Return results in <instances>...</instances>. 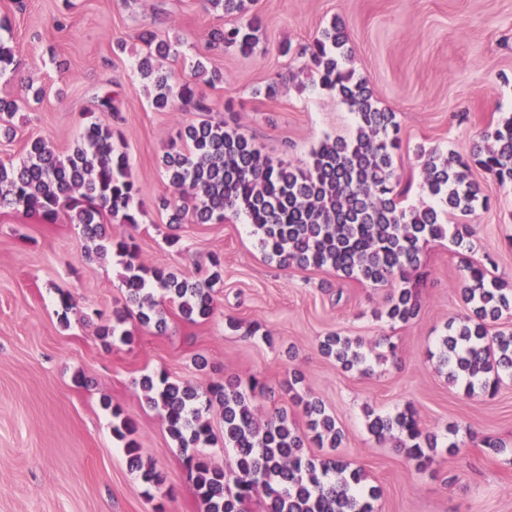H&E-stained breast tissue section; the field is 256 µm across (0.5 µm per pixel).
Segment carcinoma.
Returning <instances> with one entry per match:
<instances>
[{
    "mask_svg": "<svg viewBox=\"0 0 512 512\" xmlns=\"http://www.w3.org/2000/svg\"><path fill=\"white\" fill-rule=\"evenodd\" d=\"M252 0H207L215 11L236 14L245 22L215 29L212 46L234 48L251 55L259 44L262 21L250 14ZM141 39L149 47L139 61L140 73L153 87L157 110L195 112L198 119L182 127L161 159L173 198L162 207L174 208L176 224L191 216L195 224L245 216L264 254L282 267H331L342 277L373 286L397 284L386 298L384 315L392 324L416 318L420 305L411 275L421 268V245L448 239L457 248L472 234L469 224L453 226L442 221L448 212L470 214L488 206L490 191L470 179L471 165L483 169L498 186L512 183V117L483 135L471 159L459 154L422 153V187L430 202L401 206L408 189L395 173L394 156L401 148L397 113L379 106L367 79L348 67L351 51L344 26L333 22L296 54L310 59L322 88L334 93L356 117V134L349 140L326 137L311 152L306 167L275 163L254 141L226 118L211 116L212 109L195 85L179 82L169 72L153 68L151 58L166 57L173 44L145 30ZM17 66L14 49L0 39V78ZM102 117L90 123L73 149L58 155L43 139L30 143L17 163L0 161V209L10 208L38 216L45 224L63 214L80 224L97 255L116 252L126 257L124 283L130 301L137 304L142 325L165 326L163 311L152 293L157 285L178 303L183 318H209L214 312L213 287L221 279L218 257L210 260L206 274L194 279L138 261L134 237L110 232V216L122 225L138 224L135 199L139 189L128 156L114 146L113 123L119 109L110 95L97 98ZM461 294L467 305L458 322L438 342L439 368L448 382L468 393L494 394L500 377L512 375V332L491 334L490 327L503 314L512 313V289L488 277L480 263L462 266ZM127 312L97 314L96 335L107 342H133L134 335L118 325ZM323 354L333 357L346 371H369L359 338L330 333L320 342ZM299 377L288 383L296 405L302 407L309 435L300 434L284 411L267 419L258 416L254 401L266 394L254 379L244 387L237 379L210 385L205 402L187 384L164 374L145 375L141 386L147 403L159 410L167 432L185 457L203 512H244V505L263 495L262 512H375L381 496L366 476L335 457L320 458L305 452V441L337 448L342 432L318 400L294 392ZM218 409L224 419V447L234 453L229 470L212 465L199 447L212 441V427L203 412ZM120 422L113 427L125 441L131 466L139 469L135 423L114 410ZM378 439L398 432L400 446L419 470L434 463L437 439L424 433L411 408L369 420Z\"/></svg>",
    "mask_w": 512,
    "mask_h": 512,
    "instance_id": "obj_1",
    "label": "carcinoma"
}]
</instances>
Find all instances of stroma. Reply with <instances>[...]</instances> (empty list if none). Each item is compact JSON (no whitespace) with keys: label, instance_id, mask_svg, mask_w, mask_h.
<instances>
[{"label":"stroma","instance_id":"stroma-1","mask_svg":"<svg viewBox=\"0 0 512 512\" xmlns=\"http://www.w3.org/2000/svg\"><path fill=\"white\" fill-rule=\"evenodd\" d=\"M252 10L262 19L259 45L244 55L211 47L209 32L237 18L207 10L205 0H0L18 62L0 81V97L20 105L11 131L0 129V160L21 159L38 138L69 153L96 119L94 97L112 95L139 189L133 235L140 263L193 277L210 254L223 262L211 317L187 321L167 301L165 329L133 317L126 324L133 343L107 345L90 316L128 307L122 257L88 256L81 226L66 217L45 224L0 210V512H201L190 472L139 385L143 375L162 372L201 394L227 378L259 379L268 389L256 401L260 414L287 410L301 428L305 419L284 390L300 373L297 391L321 401L344 432L337 456L380 488L377 512H512V375L495 395L469 396L432 357L449 321L464 311L462 259L485 263L512 288V184L491 187L488 208L451 216L474 229L463 254L445 239L425 245L420 313L393 325L380 316L388 287L346 280L328 267L281 269L244 219L171 223L159 205L172 194L161 157L196 115L155 110L138 72L142 31L179 37L176 51L154 66L187 80L195 59H204L224 75L200 88L214 113L235 99L240 131L271 159L303 167L325 137H352L355 118L321 88L307 58L279 47L341 22L351 68L398 115L395 169L409 188L405 205H418L428 199L420 149L469 155L488 126L512 116V0H254ZM278 78V97L266 98L265 85ZM65 295L72 308L62 306ZM228 317L238 330L225 329ZM334 331L371 346L394 343L397 353L372 359L366 374L344 370L319 351ZM408 406L437 437L425 471L394 440H375L367 430L368 412ZM120 414L135 421L139 454L161 473L160 486L129 467L112 432ZM486 437L504 442L506 452L487 453ZM453 441L459 454L447 452Z\"/></svg>","mask_w":512,"mask_h":512}]
</instances>
